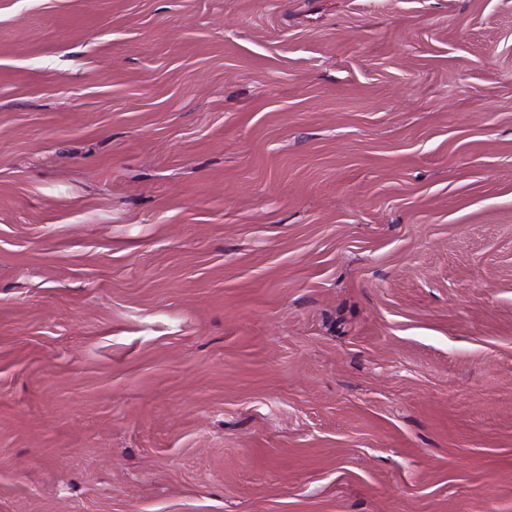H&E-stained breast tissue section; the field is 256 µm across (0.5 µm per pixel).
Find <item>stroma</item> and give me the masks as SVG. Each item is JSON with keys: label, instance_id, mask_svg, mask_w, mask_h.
<instances>
[{"label": "stroma", "instance_id": "obj_1", "mask_svg": "<svg viewBox=\"0 0 512 512\" xmlns=\"http://www.w3.org/2000/svg\"><path fill=\"white\" fill-rule=\"evenodd\" d=\"M0 512H512V0H0Z\"/></svg>", "mask_w": 512, "mask_h": 512}]
</instances>
